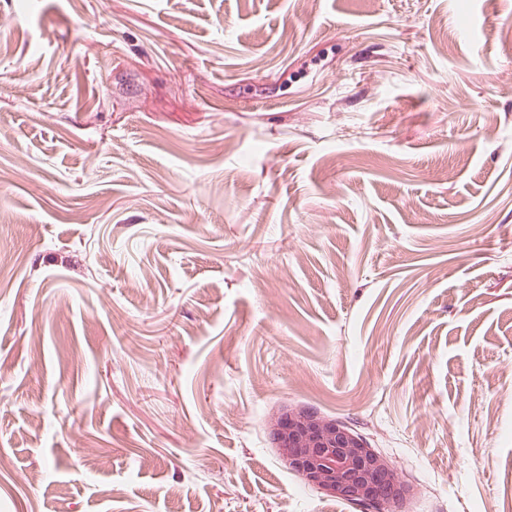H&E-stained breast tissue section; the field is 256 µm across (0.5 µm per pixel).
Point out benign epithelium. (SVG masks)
I'll use <instances>...</instances> for the list:
<instances>
[{"label":"benign epithelium","mask_w":512,"mask_h":512,"mask_svg":"<svg viewBox=\"0 0 512 512\" xmlns=\"http://www.w3.org/2000/svg\"><path fill=\"white\" fill-rule=\"evenodd\" d=\"M269 432L287 468L361 512H387L410 495L396 465L334 419L290 410L270 422Z\"/></svg>","instance_id":"obj_1"}]
</instances>
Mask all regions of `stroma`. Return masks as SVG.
Segmentation results:
<instances>
[{
    "label": "stroma",
    "instance_id": "35a3bbf8",
    "mask_svg": "<svg viewBox=\"0 0 512 512\" xmlns=\"http://www.w3.org/2000/svg\"><path fill=\"white\" fill-rule=\"evenodd\" d=\"M512 0H0V512L512 498ZM269 432L287 468L363 512L388 511L410 495L396 465L335 419L288 410L270 422Z\"/></svg>",
    "mask_w": 512,
    "mask_h": 512
}]
</instances>
